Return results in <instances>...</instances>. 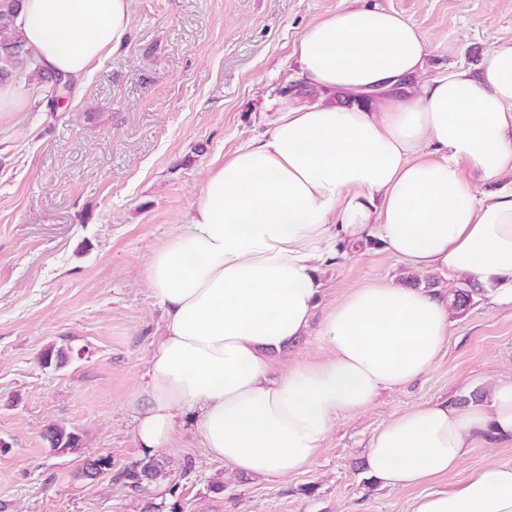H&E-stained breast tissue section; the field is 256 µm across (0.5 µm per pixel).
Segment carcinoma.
I'll return each mask as SVG.
<instances>
[{
  "mask_svg": "<svg viewBox=\"0 0 512 512\" xmlns=\"http://www.w3.org/2000/svg\"><path fill=\"white\" fill-rule=\"evenodd\" d=\"M17 9L0 10V77L30 78L36 77L45 86V100H57L63 95L60 77H46L42 67L19 34L16 24ZM453 297L450 308L464 311L472 302V292L458 287L448 291ZM51 448L55 450H73L81 445L82 436L62 426L52 427L45 434ZM110 466L109 459L98 457L85 460L81 475L89 480L96 479ZM165 463L152 456L135 461L125 467L119 474L132 493L140 495L163 476Z\"/></svg>",
  "mask_w": 512,
  "mask_h": 512,
  "instance_id": "cac0c4a2",
  "label": "carcinoma"
}]
</instances>
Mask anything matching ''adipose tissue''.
Instances as JSON below:
<instances>
[{
  "instance_id": "adipose-tissue-1",
  "label": "adipose tissue",
  "mask_w": 512,
  "mask_h": 512,
  "mask_svg": "<svg viewBox=\"0 0 512 512\" xmlns=\"http://www.w3.org/2000/svg\"><path fill=\"white\" fill-rule=\"evenodd\" d=\"M133 0H20L18 23L45 71L84 77L131 32ZM429 45L400 14L347 7L313 21L295 55L315 101L283 100L272 128L209 170L146 282L165 310L135 436L168 447L194 412L207 454L236 475L307 470L337 414L370 406L435 366L448 299L379 279L312 318L330 251L380 238L409 270L467 277L512 307V43L480 71L426 77ZM315 333L319 351L273 358ZM512 445V381L392 413L372 435L367 473L397 489L454 472L477 441ZM414 512H512V465L418 499Z\"/></svg>"
}]
</instances>
